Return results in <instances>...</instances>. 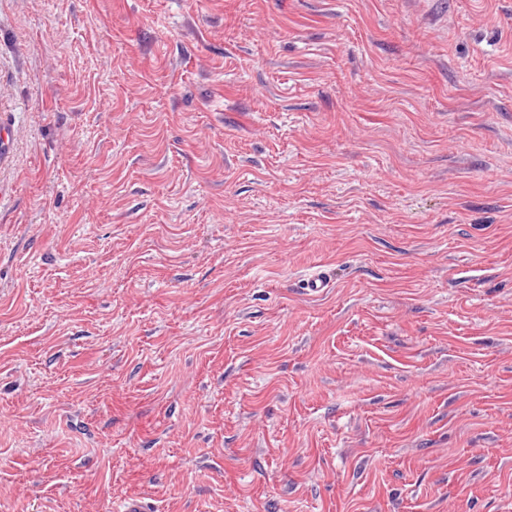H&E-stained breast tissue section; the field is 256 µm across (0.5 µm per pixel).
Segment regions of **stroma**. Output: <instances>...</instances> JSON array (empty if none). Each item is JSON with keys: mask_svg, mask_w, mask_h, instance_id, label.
Wrapping results in <instances>:
<instances>
[{"mask_svg": "<svg viewBox=\"0 0 512 512\" xmlns=\"http://www.w3.org/2000/svg\"><path fill=\"white\" fill-rule=\"evenodd\" d=\"M132 496L512 512V0H0V512Z\"/></svg>", "mask_w": 512, "mask_h": 512, "instance_id": "1", "label": "stroma"}]
</instances>
